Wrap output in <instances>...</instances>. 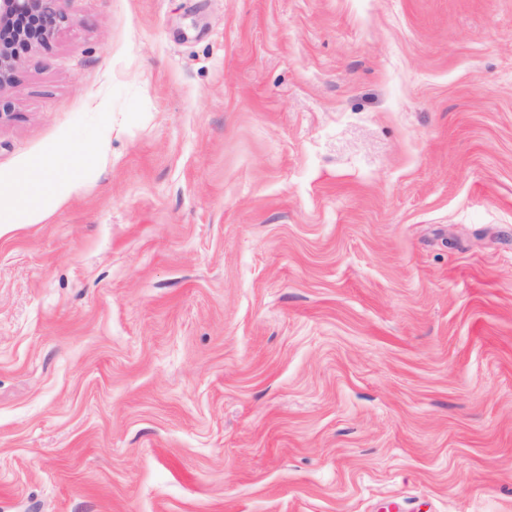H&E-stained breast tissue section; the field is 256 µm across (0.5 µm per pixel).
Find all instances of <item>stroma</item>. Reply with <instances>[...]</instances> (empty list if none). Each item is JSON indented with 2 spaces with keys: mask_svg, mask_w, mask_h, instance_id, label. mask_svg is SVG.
<instances>
[{
  "mask_svg": "<svg viewBox=\"0 0 512 512\" xmlns=\"http://www.w3.org/2000/svg\"><path fill=\"white\" fill-rule=\"evenodd\" d=\"M0 177V512H512V0H61ZM89 164V156L78 157L64 145L50 148L30 161L24 177L0 180V232L13 224H29L53 200L64 196ZM66 175L57 177L58 174Z\"/></svg>",
  "mask_w": 512,
  "mask_h": 512,
  "instance_id": "stroma-1",
  "label": "stroma"
}]
</instances>
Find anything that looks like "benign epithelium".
<instances>
[{
	"mask_svg": "<svg viewBox=\"0 0 512 512\" xmlns=\"http://www.w3.org/2000/svg\"><path fill=\"white\" fill-rule=\"evenodd\" d=\"M60 0H0V90L31 52L46 47L65 16Z\"/></svg>",
	"mask_w": 512,
	"mask_h": 512,
	"instance_id": "7a95c632",
	"label": "benign epithelium"
}]
</instances>
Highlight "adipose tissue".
Listing matches in <instances>:
<instances>
[{
  "instance_id": "adipose-tissue-1",
  "label": "adipose tissue",
  "mask_w": 512,
  "mask_h": 512,
  "mask_svg": "<svg viewBox=\"0 0 512 512\" xmlns=\"http://www.w3.org/2000/svg\"><path fill=\"white\" fill-rule=\"evenodd\" d=\"M88 164V157L76 156L70 147L56 145L30 161L21 179H1L0 230L37 219L48 204L64 196Z\"/></svg>"
}]
</instances>
